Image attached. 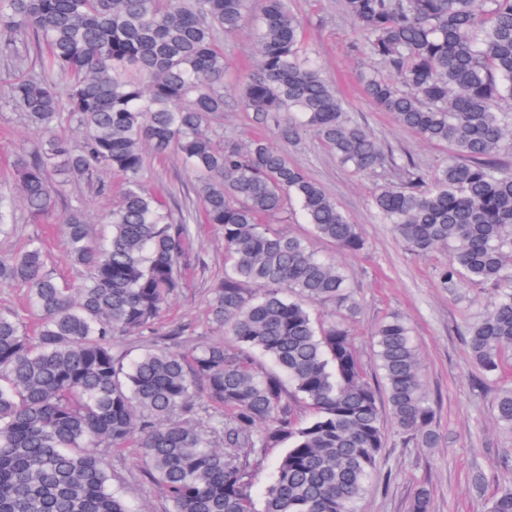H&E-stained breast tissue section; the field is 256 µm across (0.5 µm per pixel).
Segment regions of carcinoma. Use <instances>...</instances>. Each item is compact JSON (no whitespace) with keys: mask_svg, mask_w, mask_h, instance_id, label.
<instances>
[{"mask_svg":"<svg viewBox=\"0 0 512 512\" xmlns=\"http://www.w3.org/2000/svg\"><path fill=\"white\" fill-rule=\"evenodd\" d=\"M251 0H0V52L40 72L10 83L11 105L39 134L13 178L35 221L55 213L61 187L99 167L124 177L99 237L84 210L60 218L72 289L28 242L0 255V285L27 290V330L0 308V512H138L112 487L110 451L136 448L169 512H355L384 447L378 391L344 321L359 306L344 272L309 243L275 228L288 205L316 238L358 253L365 241L324 188L261 138L212 126L224 111L227 62L216 44L238 32ZM356 48L380 70L362 72L366 94L402 127L448 146L427 173L389 155L351 120L324 77L289 0H262L253 71L241 99L293 143L312 133L358 174H402L372 206L413 251L448 252L443 287L490 283L493 305L466 325L473 362L499 370L512 352V0H340ZM69 80L67 102L49 75ZM69 112L80 141L59 134ZM174 153L194 177L208 223L224 233V278L212 288L210 323L233 345L179 347V325L156 321L183 288L193 213L175 223L143 184L147 151ZM15 198L0 193V231ZM333 318L316 323L311 307ZM143 338L128 359L126 336ZM386 400L400 432L437 441L412 331L398 314L374 336ZM267 359L265 368L258 358ZM312 410L295 416L286 388ZM512 428V388L498 396ZM282 448L262 507L254 472ZM487 512H512V486Z\"/></svg>","mask_w":512,"mask_h":512,"instance_id":"cac0c4a2","label":"carcinoma"}]
</instances>
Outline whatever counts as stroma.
<instances>
[{"mask_svg":"<svg viewBox=\"0 0 512 512\" xmlns=\"http://www.w3.org/2000/svg\"><path fill=\"white\" fill-rule=\"evenodd\" d=\"M290 8L324 76L341 92L353 121L379 138L387 150L411 156L424 171L442 165L448 156L446 145L424 141L398 126L362 92L358 75L369 60L356 51L352 24L339 0H290ZM20 74V69L0 56V185L15 154L33 153L40 146L36 131L8 101L7 87ZM224 100L225 109L215 120L219 132L239 138L260 135L278 143L273 126L255 122L252 113L244 110L235 77L224 81ZM285 150L358 224L366 246L351 254L314 238L294 206L289 207L287 220L280 222V230L309 240L320 256L344 268L360 303V312L348 329L373 385L382 383L374 359L376 327L392 313L410 324L440 438L436 447H418L403 437L391 415H384V448L356 512H408L414 493L422 486L430 491L429 512H485L498 488L512 485V430L501 428L494 412L498 394L512 387V355L505 356L497 373H483L471 361L464 327L469 318L496 300L497 289L473 283L464 286L461 295H453L437 276L447 260L445 252L417 254L397 238L390 225L379 223L371 206L372 195L379 185L393 180V173L381 169L368 176L356 175L340 166L310 134L286 145ZM144 181L167 202L172 219H179L182 209L196 204L192 179L176 156H148ZM102 183L110 185V192L99 193ZM121 185L119 175L101 169L90 178L69 183L62 201L80 203L91 224L97 226L117 202ZM15 223L13 236L0 235V253L13 252L31 238L44 240L49 269L72 283L81 281L82 272L68 258L56 217L36 223L20 208ZM223 276L224 234L196 220L184 286L159 320L158 331L185 325L187 331L181 338L185 348L224 341V333L209 322L211 288ZM111 459L112 484L137 512H169L165 497L143 473L136 449L112 452Z\"/></svg>","mask_w":512,"mask_h":512,"instance_id":"1","label":"stroma"}]
</instances>
